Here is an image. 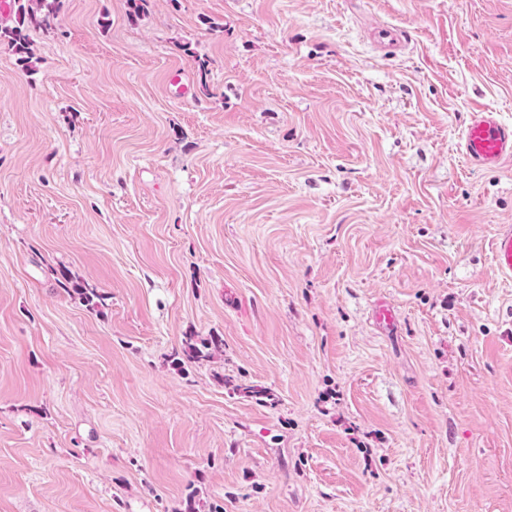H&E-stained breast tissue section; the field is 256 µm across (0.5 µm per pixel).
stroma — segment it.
<instances>
[{
  "mask_svg": "<svg viewBox=\"0 0 512 512\" xmlns=\"http://www.w3.org/2000/svg\"><path fill=\"white\" fill-rule=\"evenodd\" d=\"M126 12L0 46V512H512V0ZM460 150L471 165L499 167L512 159V126L496 112L473 109L461 130ZM496 271L505 278H512V226L503 225L494 242ZM62 280H59L60 288L67 293H77L82 296L81 298L87 305L94 307L103 306L104 301L106 300L105 295L99 293L94 288H87L85 286L80 285L76 281L73 280V277L70 276L69 273H63L61 275ZM96 300V301H95ZM223 340L218 336L198 339L197 336L185 337L183 353L188 359L209 358L212 354L222 351Z\"/></svg>",
  "mask_w": 512,
  "mask_h": 512,
  "instance_id": "1",
  "label": "stroma"
}]
</instances>
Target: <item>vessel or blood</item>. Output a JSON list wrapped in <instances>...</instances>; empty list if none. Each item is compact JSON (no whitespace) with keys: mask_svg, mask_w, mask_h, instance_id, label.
Listing matches in <instances>:
<instances>
[{"mask_svg":"<svg viewBox=\"0 0 512 512\" xmlns=\"http://www.w3.org/2000/svg\"><path fill=\"white\" fill-rule=\"evenodd\" d=\"M460 150L474 166L498 167L512 160V126L501 121L496 112L475 109L460 134ZM497 272L512 278V226H501L494 242Z\"/></svg>","mask_w":512,"mask_h":512,"instance_id":"obj_1","label":"vessel or blood"}]
</instances>
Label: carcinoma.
Returning a JSON list of instances; mask_svg holds the SVG:
<instances>
[{
  "mask_svg": "<svg viewBox=\"0 0 512 512\" xmlns=\"http://www.w3.org/2000/svg\"><path fill=\"white\" fill-rule=\"evenodd\" d=\"M59 10L57 0H12L10 5L11 23L0 24V45L7 47L23 67H28L34 59V47L30 38L33 29H53L54 20ZM59 285L67 293L74 292L87 305H103L105 295L94 288H87L73 280L68 273L62 274ZM223 342L218 336L199 339L195 336L185 337L183 353L189 359L209 358L222 351Z\"/></svg>",
  "mask_w": 512,
  "mask_h": 512,
  "instance_id": "obj_1",
  "label": "carcinoma"
}]
</instances>
